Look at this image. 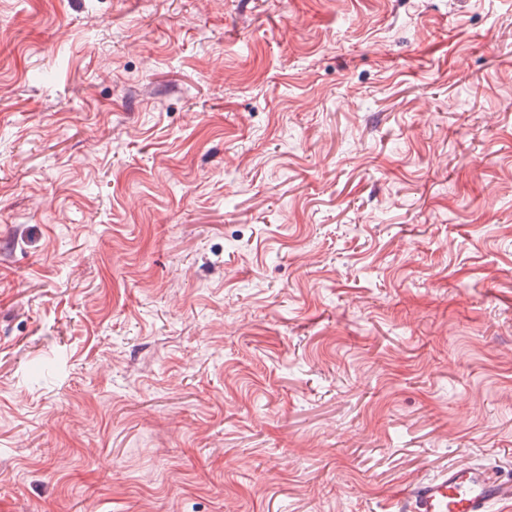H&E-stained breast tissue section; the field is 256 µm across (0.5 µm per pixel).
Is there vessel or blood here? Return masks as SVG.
I'll list each match as a JSON object with an SVG mask.
<instances>
[{"instance_id": "obj_1", "label": "vessel or blood", "mask_w": 512, "mask_h": 512, "mask_svg": "<svg viewBox=\"0 0 512 512\" xmlns=\"http://www.w3.org/2000/svg\"><path fill=\"white\" fill-rule=\"evenodd\" d=\"M512 500V480L501 479L487 467L449 469L416 484L403 497L405 512H490L493 505Z\"/></svg>"}]
</instances>
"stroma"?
Returning a JSON list of instances; mask_svg holds the SVG:
<instances>
[{
  "label": "stroma",
  "instance_id": "35a3bbf8",
  "mask_svg": "<svg viewBox=\"0 0 512 512\" xmlns=\"http://www.w3.org/2000/svg\"><path fill=\"white\" fill-rule=\"evenodd\" d=\"M512 477V0H0V512H395ZM512 500V480H503L487 467L448 469L419 482L403 496L409 512H489L493 505Z\"/></svg>",
  "mask_w": 512,
  "mask_h": 512
}]
</instances>
